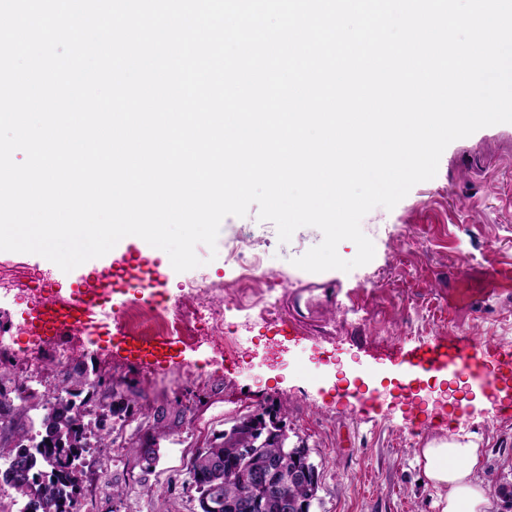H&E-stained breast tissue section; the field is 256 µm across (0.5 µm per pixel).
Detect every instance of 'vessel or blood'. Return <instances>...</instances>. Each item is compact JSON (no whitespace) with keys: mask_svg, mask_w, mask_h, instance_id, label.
Listing matches in <instances>:
<instances>
[{"mask_svg":"<svg viewBox=\"0 0 512 512\" xmlns=\"http://www.w3.org/2000/svg\"><path fill=\"white\" fill-rule=\"evenodd\" d=\"M99 303L97 294L78 293L73 301L62 305L50 304L36 311L32 318V328L52 341H67L69 333L84 325ZM120 346L128 357L146 367L173 360L172 347L168 344L145 345L124 339ZM399 357L401 363L409 368L439 369L453 366L480 378L485 375V369L478 359L476 344L463 335L438 337L429 344L400 351Z\"/></svg>","mask_w":512,"mask_h":512,"instance_id":"b4317fda","label":"vessel or blood"}]
</instances>
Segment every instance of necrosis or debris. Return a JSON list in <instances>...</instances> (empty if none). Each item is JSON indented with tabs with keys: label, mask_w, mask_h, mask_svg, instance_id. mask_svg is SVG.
<instances>
[{
	"label": "necrosis or debris",
	"mask_w": 512,
	"mask_h": 512,
	"mask_svg": "<svg viewBox=\"0 0 512 512\" xmlns=\"http://www.w3.org/2000/svg\"><path fill=\"white\" fill-rule=\"evenodd\" d=\"M224 262L234 268L236 277L230 286L200 278L175 296L155 298L148 286L141 283L127 284L133 297L127 303L121 318H113L111 292H104V301L97 309L90 325L82 327L85 335L99 330H116L124 336H134L145 341L188 342L206 334L220 337L217 347L220 354L236 356L242 351V339L224 328V306H232L244 316L245 321L265 317L264 289L259 286L258 271L261 257L231 249ZM19 290L31 307L39 308L48 301L60 299L58 291L48 288L43 280H32L20 266L0 262V293Z\"/></svg>",
	"instance_id": "necrosis-or-debris-1"
}]
</instances>
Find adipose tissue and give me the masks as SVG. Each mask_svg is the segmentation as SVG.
<instances>
[{
	"mask_svg": "<svg viewBox=\"0 0 512 512\" xmlns=\"http://www.w3.org/2000/svg\"><path fill=\"white\" fill-rule=\"evenodd\" d=\"M417 461L428 481L442 491L441 512H483L486 497L476 480L481 453L475 441H428Z\"/></svg>",
	"mask_w": 512,
	"mask_h": 512,
	"instance_id": "obj_1",
	"label": "adipose tissue"
}]
</instances>
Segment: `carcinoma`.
<instances>
[{
  "label": "carcinoma",
  "mask_w": 512,
  "mask_h": 512,
  "mask_svg": "<svg viewBox=\"0 0 512 512\" xmlns=\"http://www.w3.org/2000/svg\"><path fill=\"white\" fill-rule=\"evenodd\" d=\"M11 375L10 368L0 367V448L14 449L25 464L26 475L9 479L1 474L0 480L26 500L22 512H76L85 467L83 449L92 442L99 448L112 446L113 433L127 426L137 412L147 424L128 439L132 462L124 463V469L129 474L136 469L144 474L155 471L152 464L159 461L157 439L164 430L165 413H152L143 407L140 393L125 390L114 381L97 397L86 394L87 380L77 370L56 377L41 392L29 390L19 380L6 387L4 380ZM32 400L43 410L35 435L27 425ZM272 412L278 414L281 408L239 416L223 433L191 454L185 470L188 480L197 485L198 501L217 499L222 505L220 512H239L237 499L252 469L279 468L286 481L288 472L304 466L309 449L289 445L287 426H276L266 418ZM63 441L83 444L66 464L56 452ZM319 490L317 481L288 484V492L298 504L295 512H313Z\"/></svg>",
  "instance_id": "obj_1"
}]
</instances>
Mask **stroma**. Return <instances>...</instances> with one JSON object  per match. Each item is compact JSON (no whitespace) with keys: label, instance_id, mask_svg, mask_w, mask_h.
Returning <instances> with one entry per match:
<instances>
[{"label":"stroma","instance_id":"1","mask_svg":"<svg viewBox=\"0 0 512 512\" xmlns=\"http://www.w3.org/2000/svg\"><path fill=\"white\" fill-rule=\"evenodd\" d=\"M361 229L375 247L371 262L347 273H311L292 260L321 243L318 228H299L283 243L256 210L223 220L218 245L260 244L261 273L271 283L264 320L244 325L233 307L224 309L227 323L237 324L247 340L237 360L200 342L176 345V363L150 368L128 363L107 336L76 344L87 391L122 380L142 390L144 406L170 410L180 400L192 408L158 441L159 465L144 483L158 485L157 494L147 497L142 485H132L121 512H199L195 492L184 483L188 451L234 418L271 404L285 406L291 442L305 443L318 467L314 512H441L416 450L431 439L467 435L477 437L483 475L491 480L486 512H506L498 489L512 486V390L497 380L451 404L428 397L410 403L394 387L400 370L391 350L409 336L427 342L457 333L488 344L481 354L488 367L505 364L512 352V123L452 142L433 179L416 184L393 209H372ZM122 251L115 246L67 273L37 254L0 251V261L22 262L66 294L79 274L111 270ZM140 252L168 295L200 273L216 282L234 276L223 256H211L202 244L196 248L200 268L180 273L163 250L144 244ZM492 272L498 275L493 285ZM288 320L296 330L285 335L279 325ZM358 382L371 398L346 395ZM409 434L414 447H402ZM105 454L114 461L110 486H97L92 460L81 483L83 492H95L96 512H107L113 485L125 482L124 449L115 445Z\"/></svg>","mask_w":512,"mask_h":512}]
</instances>
